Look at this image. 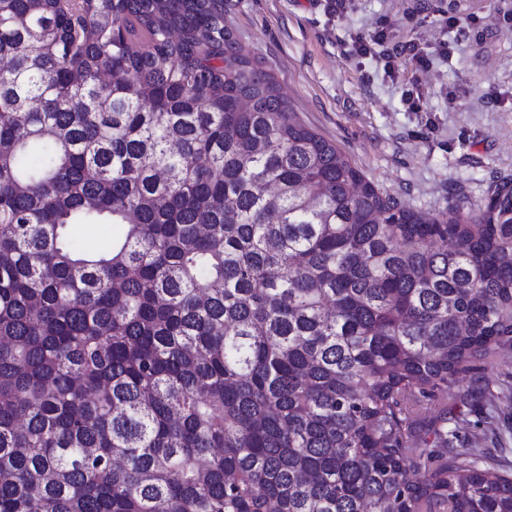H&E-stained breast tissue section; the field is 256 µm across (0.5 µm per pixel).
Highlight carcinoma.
Listing matches in <instances>:
<instances>
[{
  "label": "carcinoma",
  "instance_id": "1",
  "mask_svg": "<svg viewBox=\"0 0 512 512\" xmlns=\"http://www.w3.org/2000/svg\"><path fill=\"white\" fill-rule=\"evenodd\" d=\"M506 346L512 182L402 207L224 0H0V512H512L414 430Z\"/></svg>",
  "mask_w": 512,
  "mask_h": 512
}]
</instances>
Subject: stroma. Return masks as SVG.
Returning a JSON list of instances; mask_svg holds the SVG:
<instances>
[{
  "instance_id": "obj_1",
  "label": "stroma",
  "mask_w": 512,
  "mask_h": 512,
  "mask_svg": "<svg viewBox=\"0 0 512 512\" xmlns=\"http://www.w3.org/2000/svg\"><path fill=\"white\" fill-rule=\"evenodd\" d=\"M464 16L446 30L441 13ZM224 25L278 82L305 125L384 194L435 215L484 205L512 179V0H225ZM385 27L392 72L351 54L354 36ZM451 41L448 58L435 48ZM432 54L419 66L404 47ZM447 416L444 455L478 448L512 469V349L477 359L428 405L425 434Z\"/></svg>"
}]
</instances>
